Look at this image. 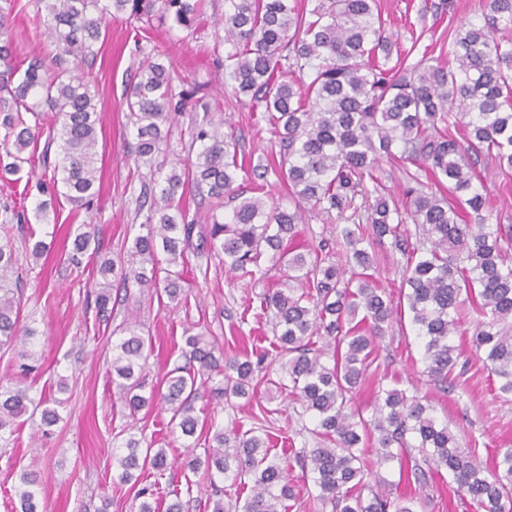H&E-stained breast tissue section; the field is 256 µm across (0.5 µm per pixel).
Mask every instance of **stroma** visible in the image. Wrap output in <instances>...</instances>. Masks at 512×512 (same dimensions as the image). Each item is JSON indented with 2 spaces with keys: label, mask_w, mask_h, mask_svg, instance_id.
<instances>
[{
  "label": "stroma",
  "mask_w": 512,
  "mask_h": 512,
  "mask_svg": "<svg viewBox=\"0 0 512 512\" xmlns=\"http://www.w3.org/2000/svg\"><path fill=\"white\" fill-rule=\"evenodd\" d=\"M378 8L403 51L402 72H411L424 61V53L447 47L458 26L481 22L478 0H379ZM224 12V0H207V7L194 21L193 37L171 19L162 18L161 7L149 13L144 39H136L126 17L107 24L101 51L88 70L95 95L99 121L97 168L100 176L92 210L85 211L65 197L55 202L54 219L40 224L34 218L41 200L36 191L26 190L27 181L44 172L35 165L19 177H0V206H20L26 223L9 224L0 230V240L10 239L18 256V269L0 289L21 299L20 318L35 331L24 348L27 359H20L16 347L0 344V386L13 385L26 377L32 398H46L48 407L57 408L60 422L44 429L40 414L27 413L9 442H0V512H15L16 490L22 473L36 477L33 487L41 512H137V488L120 483L113 468L114 456L123 454L129 437L140 438L142 448L163 449L170 463L162 479L144 475V484L158 483L164 502L181 499L185 512H211V487L203 473L184 468L185 460L203 456L206 441L188 446L180 430L170 423L169 405L160 403L142 410L136 422H129L118 388L107 371L112 356L113 333L135 326L150 340L153 352L144 371L146 390L165 392V375L185 365L184 339L201 335L217 339L225 354L273 352V325L263 309V295L287 289L283 270L269 268L256 283H246L225 273L218 259L190 257L188 277L202 280L187 304L171 303L167 297L149 299L138 288L118 292L112 313L100 315L95 297L100 279L95 261L84 258V273H77L68 260L71 231L93 223L99 232L101 252L113 257L126 253L141 232L144 214L137 210L136 198L142 184L160 187L163 177L137 167L131 148L134 133L127 123L125 96L139 64L161 57L173 62L186 89L195 90L199 109L176 117L172 131L177 135L192 121L203 120L204 105L224 102V118L241 142V154L255 160L269 157L274 138L266 125L254 122L248 97L227 100L224 92V50L214 45L216 20ZM7 34L20 57L47 54L50 42L44 25L36 23L31 11L11 16ZM474 186L483 187L491 199L490 222L502 232L512 233V170L500 172L486 159L475 163ZM337 217L309 214L300 227V241L310 248L327 243L334 259H342L346 247L337 240ZM48 247L47 259L38 263L29 257L25 244L29 237ZM377 265V284L398 301V310L386 328L377 350V371L368 373L355 394V404L364 417H371L374 395L380 377L398 381L400 386L415 385L426 396L440 423L455 434L461 448L474 452L484 466H493L497 449L512 447V398L502 396L472 350L471 329L479 315L466 310L463 333L453 336L463 350L465 387L447 388L425 372L423 345L404 304L401 291L404 262L390 244L369 248ZM194 413L198 434H206L210 424L224 429L237 425H257L260 417L270 419L275 453L290 448L314 447L316 423L290 405L287 396L270 395L267 385H259L246 397L224 403L207 397L196 399ZM418 449L400 461L380 462L370 455V483H383L393 495L410 494L421 501L422 512H475L470 499L460 491L447 471L430 472L426 485L408 483L407 468L419 457Z\"/></svg>",
  "instance_id": "obj_1"
}]
</instances>
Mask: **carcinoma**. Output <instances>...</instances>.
Listing matches in <instances>:
<instances>
[{
	"label": "carcinoma",
	"mask_w": 512,
	"mask_h": 512,
	"mask_svg": "<svg viewBox=\"0 0 512 512\" xmlns=\"http://www.w3.org/2000/svg\"><path fill=\"white\" fill-rule=\"evenodd\" d=\"M174 22L193 35L191 21L203 0H163ZM34 18L46 22L52 50L28 64L17 60L9 40L0 41V173L18 174L35 162L40 135L47 134L40 161L53 168L37 180L45 197L36 208L41 219L59 194L75 206L95 196V155L99 116L85 67L93 64L105 40L106 22L130 13L150 11L152 0H27ZM483 23L460 26L449 45L452 64L428 65L410 75L387 68L398 43L379 13L376 0H315L305 13L295 0H224V18L215 30V44L224 45V90L250 97L256 123H265L279 147L278 160L247 165L238 161L239 142L224 133V117L192 122L181 141L183 162L165 175V188L150 203L149 214L129 249V260L111 258L96 266L97 275L148 296L165 294L178 304L188 301L182 273L192 252L215 256L224 270L244 281L261 279L264 261L288 271V280L302 284L295 295L283 290L264 297L276 330L278 370L264 369V358H224L202 336H189V365L166 377L161 399L173 410L181 434L191 437L198 426L190 401L198 397L228 400L248 394L253 380L288 396L317 420L319 442L294 453L309 469L318 489L316 500L332 512H415L414 499L394 497L367 481L364 444L377 432L376 452L385 461L396 448L419 441L424 464L411 466L410 478L427 483L424 466L446 469L472 501L476 512H512V448L499 450L494 466L484 467L461 450L456 436L432 416L415 386L383 387L371 419L352 407V394L371 365L376 340L397 308L376 286L371 254L360 244L371 225L372 237L391 244L404 258L405 298L417 335L424 341L425 372L442 385L460 387V360L452 336L457 313L470 305L480 315L472 334L476 356L512 394V264L506 252L512 237L489 224L487 196L473 186L469 164L484 156L499 169H512V0H479ZM176 68L147 60L125 97L126 117L135 134L136 161L153 167L169 148L175 116L193 112V93L180 87ZM60 141L55 164L49 148ZM402 147L401 155L394 148ZM400 157L416 168L426 167L438 183H451L452 196L424 193L419 173L408 174L409 214L381 197L366 204L367 185L377 190L382 158ZM267 185L268 174L284 184L294 206H266L237 192L238 173ZM209 202L210 222L187 219L176 197L186 192ZM238 201L229 221L216 212L224 197ZM318 211L348 223L341 236L348 251L336 264L317 251L296 249L298 226L305 213ZM418 230L413 242L406 227ZM94 233L83 231L72 242L69 260L81 267ZM162 248L167 267L157 266ZM148 257L151 268L136 262ZM12 244L0 243V276L12 271ZM350 278H345L347 271ZM20 300L0 295V343H26L34 335L20 324ZM112 345L110 374L122 392L130 416L155 401L142 394L144 361L151 349L132 328ZM332 358V363L324 361ZM278 374L272 378V374ZM32 402L23 381L0 386L1 431L27 411ZM205 459L187 467L205 468L228 482L224 494L235 499V512H281L294 498L288 464L271 455V432L252 426L229 436L215 424ZM128 453L113 458L118 478L126 483L133 471L167 469L164 450L139 456V440L126 442ZM21 481L19 512H38L35 478Z\"/></svg>",
	"instance_id": "1"
}]
</instances>
